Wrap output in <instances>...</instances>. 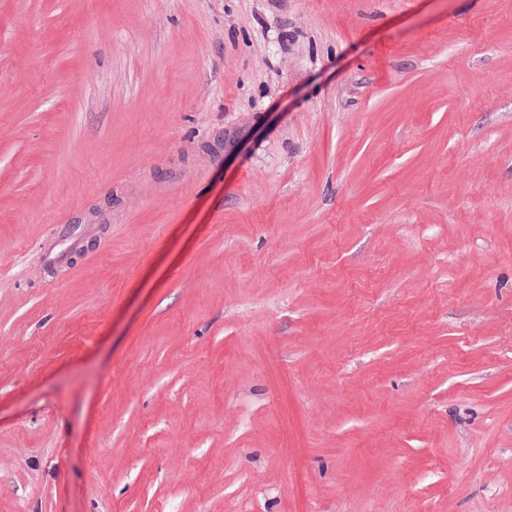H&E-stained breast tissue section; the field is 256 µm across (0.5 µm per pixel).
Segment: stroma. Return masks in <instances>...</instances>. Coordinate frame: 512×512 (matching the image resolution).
<instances>
[{
    "label": "stroma",
    "mask_w": 512,
    "mask_h": 512,
    "mask_svg": "<svg viewBox=\"0 0 512 512\" xmlns=\"http://www.w3.org/2000/svg\"><path fill=\"white\" fill-rule=\"evenodd\" d=\"M0 512H512V0H0Z\"/></svg>",
    "instance_id": "obj_1"
}]
</instances>
